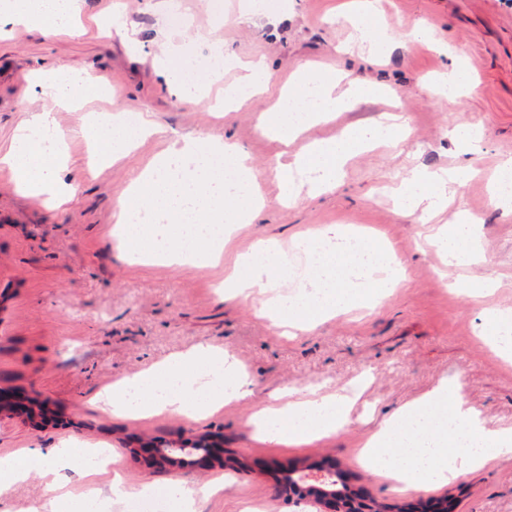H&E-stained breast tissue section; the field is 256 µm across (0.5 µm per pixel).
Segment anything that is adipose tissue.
Masks as SVG:
<instances>
[{
    "label": "adipose tissue",
    "instance_id": "ef3b65f1",
    "mask_svg": "<svg viewBox=\"0 0 512 512\" xmlns=\"http://www.w3.org/2000/svg\"><path fill=\"white\" fill-rule=\"evenodd\" d=\"M77 11V0H0V28L47 25L67 32ZM85 82L78 71L64 76L53 71L33 73V90L49 106L19 126L14 151L0 158V163L15 171L17 190L59 202L73 194V187L59 175L64 156L53 109L70 104L74 90ZM358 92L355 86L341 88L332 74L297 77L283 93L281 106L264 115V129L277 139L288 140L323 119L328 104L348 105ZM401 130L400 124L388 118L370 130L351 127L336 139L314 141L306 154L279 164L283 198L295 200L305 193L317 195L334 188L352 154L371 141H393ZM468 175L465 166L448 174L415 173L399 203L411 211L441 208L447 202L444 187L460 184ZM474 240V220L461 210L440 243L449 260L457 261L471 257ZM247 386L235 360L200 347L112 385L99 393L98 400L103 410L132 419L170 413L198 420L244 398ZM353 402L347 395L294 391L286 401L258 409L250 423L269 444L298 445L342 431ZM359 455L366 468L394 482L437 488L480 469L491 457L512 455V429L491 432L482 427L458 386L450 382L395 412L360 448ZM76 464L89 476L101 472L93 457L74 442L62 443L49 454L35 449L23 458L0 456V487L36 471L48 473L59 465ZM128 494L124 481L116 476L108 499H101L94 487L79 495L55 497L54 505L58 512H101L104 501L118 503Z\"/></svg>",
    "mask_w": 512,
    "mask_h": 512
}]
</instances>
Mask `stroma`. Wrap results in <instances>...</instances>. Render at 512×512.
I'll list each match as a JSON object with an SVG mask.
<instances>
[{
  "label": "stroma",
  "mask_w": 512,
  "mask_h": 512,
  "mask_svg": "<svg viewBox=\"0 0 512 512\" xmlns=\"http://www.w3.org/2000/svg\"><path fill=\"white\" fill-rule=\"evenodd\" d=\"M80 6L84 25L70 37L24 25L0 32V157L13 151L18 126L45 106L31 91L33 70H78L87 79L75 92L80 111H55L74 196L57 206L21 195L12 172L0 166V389L47 402L51 413L32 421L0 413V455L48 450L64 439L105 441L131 491L174 480L204 487L223 468L203 471L187 462L161 471L131 450L142 440L185 446L215 435L225 452L252 467L201 496L197 512H242L247 504L257 512H297L276 492L282 469L325 460L336 462L350 487L384 502L445 495L454 512H512V456L492 458L448 486L404 492L357 457L396 410L450 381L488 429L512 428V360L482 338L487 310H512V209L498 207L492 194L498 160L512 156V0H80ZM370 9L372 34L386 38L378 57L351 21ZM179 14L187 25L173 23ZM257 60L272 74L265 92L214 111L238 91L242 64ZM456 63L468 67L469 83L451 103L430 84ZM162 67L196 84L197 93L181 96L159 75ZM329 71L383 85L387 93L335 109L289 142L268 137L262 118L294 76ZM117 107L150 116L155 131L123 158L91 166L81 119ZM386 113L404 115L406 132L352 157L332 191L281 202L277 160ZM459 122L481 130L478 152L450 138ZM185 138L244 148L266 205L252 222L234 225L221 267L128 263L113 236L117 203L153 158ZM464 165L470 175L449 192L445 210L401 209L397 191L413 171ZM460 210L476 220L478 251L452 265L435 238ZM327 225L368 230L391 246L401 268L394 287L292 338L257 316L260 294L227 300L216 292L235 259L262 238L279 239L292 254L287 291L301 292L312 265L292 243ZM486 281L494 284L491 292L467 293V285ZM199 347L236 358L250 395L198 421L168 414L132 421L96 406V395L113 383ZM291 388L324 395L355 388L359 395L349 424L335 436L301 446L262 442L251 415ZM85 487L72 467L34 472L0 490V512H47L54 496Z\"/></svg>",
  "instance_id": "1"
}]
</instances>
